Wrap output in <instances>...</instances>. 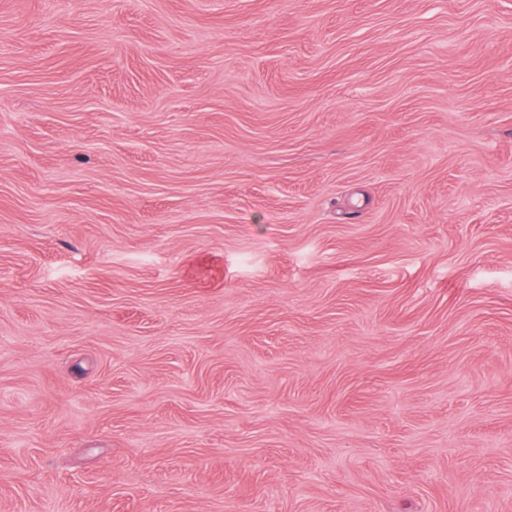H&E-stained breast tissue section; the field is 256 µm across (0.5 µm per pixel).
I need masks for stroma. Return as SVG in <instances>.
<instances>
[{"instance_id": "1", "label": "stroma", "mask_w": 512, "mask_h": 512, "mask_svg": "<svg viewBox=\"0 0 512 512\" xmlns=\"http://www.w3.org/2000/svg\"><path fill=\"white\" fill-rule=\"evenodd\" d=\"M0 512H512V0H0Z\"/></svg>"}]
</instances>
